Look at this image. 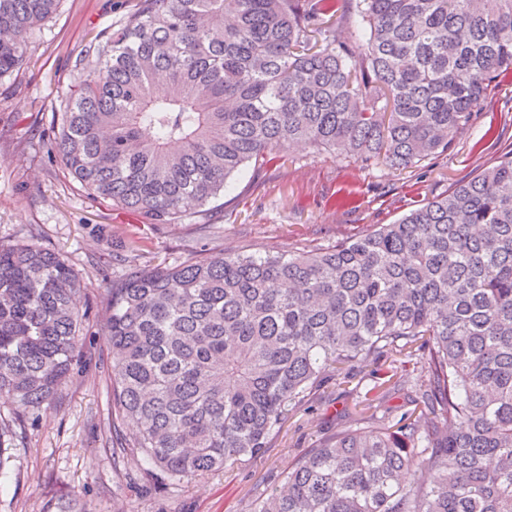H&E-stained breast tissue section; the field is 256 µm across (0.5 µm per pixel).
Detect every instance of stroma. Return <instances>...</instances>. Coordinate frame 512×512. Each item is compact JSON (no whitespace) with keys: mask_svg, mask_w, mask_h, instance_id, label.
Instances as JSON below:
<instances>
[{"mask_svg":"<svg viewBox=\"0 0 512 512\" xmlns=\"http://www.w3.org/2000/svg\"><path fill=\"white\" fill-rule=\"evenodd\" d=\"M139 0H63L34 34L21 69L0 79V245L38 239L64 254L90 308L129 263L176 265L201 248L283 253L325 247L373 224H391L456 183L496 164L512 145V74L492 83L448 153L410 169L365 166L304 144L258 178L241 176L219 207L182 224H146L89 194L61 166L42 133L59 125L67 92L90 66L89 42L119 24ZM81 354L52 404L16 429L0 471V512H248L253 496L277 484L289 460L344 422L356 397L398 406L379 372L359 384H328L291 407L267 448L233 468L175 489L158 479L140 491L138 464L112 463L113 438L136 432L112 410V347L100 318L79 340Z\"/></svg>","mask_w":512,"mask_h":512,"instance_id":"1","label":"stroma"}]
</instances>
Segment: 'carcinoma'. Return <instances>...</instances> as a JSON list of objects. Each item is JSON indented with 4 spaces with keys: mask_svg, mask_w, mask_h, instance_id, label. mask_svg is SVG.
I'll return each mask as SVG.
<instances>
[{
    "mask_svg": "<svg viewBox=\"0 0 512 512\" xmlns=\"http://www.w3.org/2000/svg\"><path fill=\"white\" fill-rule=\"evenodd\" d=\"M61 0H0V77ZM362 42L355 51L352 40ZM51 142L69 174L176 224L304 142L412 168L448 151L512 74V0H139L87 49ZM68 260L0 246V393L56 398L89 320ZM103 325L112 454L174 486L266 447L289 406L380 363L400 414L363 397L248 512H512V151L392 224L310 251L134 265ZM13 424L0 420V469Z\"/></svg>",
    "mask_w": 512,
    "mask_h": 512,
    "instance_id": "cac0c4a2",
    "label": "carcinoma"
}]
</instances>
